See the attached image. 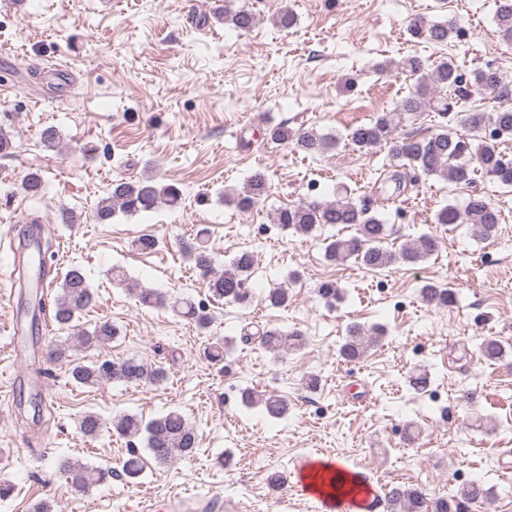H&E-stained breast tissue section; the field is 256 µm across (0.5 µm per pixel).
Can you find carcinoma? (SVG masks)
Segmentation results:
<instances>
[{"label": "carcinoma", "mask_w": 512, "mask_h": 512, "mask_svg": "<svg viewBox=\"0 0 512 512\" xmlns=\"http://www.w3.org/2000/svg\"><path fill=\"white\" fill-rule=\"evenodd\" d=\"M224 21L237 30L246 31L252 27L254 15L241 7L224 11ZM410 33L435 45H446L458 36V27L453 19L439 23L420 19L412 25ZM495 33L502 42L512 44V0H499ZM393 66L415 78L414 91L399 101L397 111L380 112L370 123L353 128L349 133L351 144L360 150L387 147L391 160L398 162V169L391 171L387 179L398 188L405 179L400 168L405 166L455 185L468 184L478 174L501 185H512V157L499 150L500 141L512 140V106L501 105L492 112H467L463 117L454 111L459 103H465L476 95L485 97L495 93L503 101L508 99L512 89L504 82L499 71L487 66L476 70L472 78L466 80L453 58L430 64L418 56H411L396 64L385 63L381 70ZM421 112H434L442 119L452 113L460 119L468 135H454L442 122L429 137L419 141L395 136L397 117ZM271 139L293 141L300 150L311 155L321 154L333 146L331 139L313 127L294 132L285 127H276L271 130ZM21 188L31 196L39 195L43 188L41 173L37 170L28 172L21 182ZM268 192L266 175L256 172L249 177L243 191L237 194L233 202L240 211L247 212L261 203ZM181 203L182 191L175 184H161L153 176L119 178L112 181L106 196L98 200L94 218L98 223L105 224L118 212L135 215L150 212L161 204L176 209ZM499 220V210L491 198L479 194L470 196L462 208L447 204L434 216L437 224L469 225L472 236L483 241L495 237ZM275 223L285 231L306 237L324 224L346 225L353 229V234L329 242L325 247V257L334 263L352 258L373 272L397 264L415 265L433 255L437 248L436 239L429 234L398 251L387 248L384 242L389 233L388 224L369 205L355 201L346 189L336 191L335 199L330 201L295 202L276 213ZM181 252L199 271L211 297L222 299L227 304H245L252 298L246 288L254 265L251 252H239L221 272L214 268V260L201 235L182 242ZM136 294L142 306H169L200 329L208 328L211 323L207 310L189 300L173 301L154 288H138ZM421 294L425 302L439 307L451 306L456 300L451 287L438 284L425 286ZM93 301L94 294L83 271L77 266L70 267L63 275L53 299V319L59 329L73 331L75 341L88 347L101 346L117 336L116 327L109 322L99 323L91 331L74 325L76 315L89 308ZM384 335L385 329L379 324L368 327L351 325L339 345L338 353L344 361L356 362L364 358ZM256 339L261 348L275 356L297 351L305 344L302 331L293 329L285 332L278 327L257 331ZM478 350L489 363L501 360L505 354L502 343L493 337L484 339ZM68 373L74 382L83 386L112 381L139 386L159 383L164 379V371L151 369L134 358L116 361L104 359L91 365L74 363ZM242 402L248 408L260 409L271 419L288 416V399L278 394L247 389L242 393ZM79 429L84 436L95 438L102 430V422L97 414L86 412L79 419ZM115 429L130 443L135 438H144L151 457L159 464H168L179 456H189L199 444L195 429L176 410L148 421L126 414L117 418ZM61 469L81 489L99 484L107 475L103 469L79 459L64 460ZM384 497L389 505L401 506L403 512H428L431 508L427 498L413 486L392 485L385 489Z\"/></svg>", "instance_id": "obj_1"}]
</instances>
